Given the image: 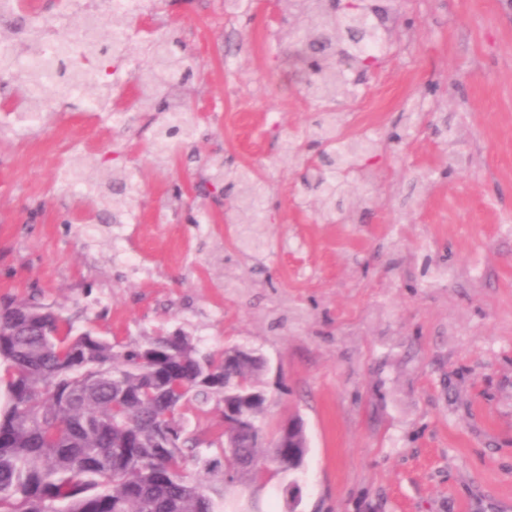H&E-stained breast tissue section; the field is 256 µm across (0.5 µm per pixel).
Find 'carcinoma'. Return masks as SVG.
I'll list each match as a JSON object with an SVG mask.
<instances>
[{"instance_id": "1", "label": "carcinoma", "mask_w": 512, "mask_h": 512, "mask_svg": "<svg viewBox=\"0 0 512 512\" xmlns=\"http://www.w3.org/2000/svg\"><path fill=\"white\" fill-rule=\"evenodd\" d=\"M358 2L362 9L357 18L365 20V32L356 38L348 37L347 21L324 12L322 0L290 4L307 29L332 46L314 81L301 87L303 97L330 105L355 97V83L336 57L357 63L382 56L367 50L377 8L367 0ZM59 16L78 30L101 21L85 0H60ZM0 17L7 22L0 30V77L28 91L40 77L20 59L56 40L54 29L21 14L19 0H0ZM128 40L125 27L116 24L111 43H103L97 32L61 54L51 98H76L87 110H106L113 85L104 81L97 61L127 57ZM142 51L147 63L132 78L154 94L139 98L136 107L164 112L150 144L154 158L164 161L175 141L190 142L196 135L195 125L170 111L167 102L173 84L192 80L193 67L170 36L145 41ZM77 70L84 78L78 91L71 80ZM47 105L25 95L17 122H38ZM344 131V113L323 109L300 136L280 145L288 158L306 160L309 150L317 148L328 159L307 168L305 186L320 217L329 222L361 203L350 196L348 173L381 149L372 137ZM87 167L81 158L72 160L68 180L86 182ZM210 178L233 196L238 223L246 225L239 232L244 248L262 249L265 178L250 168L226 170L220 165L212 167ZM129 183L126 171L116 168L101 174L97 183L99 205L112 208L114 224L125 223L139 205ZM0 363L5 365L0 386L7 397L0 407V512H217L218 504L205 489L208 477L220 473L224 483H235L243 459L254 469L269 464L295 470L286 458L288 449L270 445L262 451L255 441L253 431L263 430L266 407L259 400L265 368L258 358L226 364L224 351L203 356L182 332L118 349L89 332L73 336L61 329L54 312L10 299L0 302ZM215 400L240 408L241 420L221 418V435L234 438L236 447L224 450L220 459L203 460L195 440L186 436V410L206 414ZM190 459L203 461L204 472L188 475Z\"/></svg>"}]
</instances>
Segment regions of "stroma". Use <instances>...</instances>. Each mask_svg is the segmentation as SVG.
<instances>
[{
    "label": "stroma",
    "mask_w": 512,
    "mask_h": 512,
    "mask_svg": "<svg viewBox=\"0 0 512 512\" xmlns=\"http://www.w3.org/2000/svg\"><path fill=\"white\" fill-rule=\"evenodd\" d=\"M263 8L163 0L149 17L200 70L195 140L169 162L150 113L116 128L58 102L15 132L0 112V301L51 308L76 336L182 330L204 353L262 355L266 425L301 417L308 454L229 489L211 477L228 512H512V0H403L385 19L392 49L359 80L347 130L390 146L352 186L351 224L317 221L280 152L316 112ZM75 157L93 176L131 170V223H86L87 187L62 179ZM213 159L268 179L263 251L238 245L229 198L205 191Z\"/></svg>",
    "instance_id": "1"
}]
</instances>
